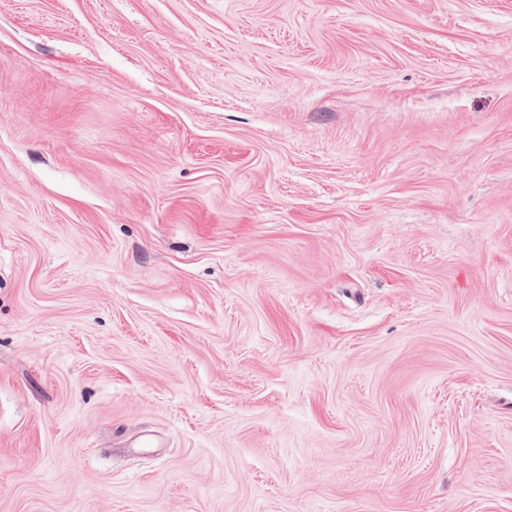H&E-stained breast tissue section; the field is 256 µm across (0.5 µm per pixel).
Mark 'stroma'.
<instances>
[{"mask_svg":"<svg viewBox=\"0 0 512 512\" xmlns=\"http://www.w3.org/2000/svg\"><path fill=\"white\" fill-rule=\"evenodd\" d=\"M0 512H512V0H0Z\"/></svg>","mask_w":512,"mask_h":512,"instance_id":"stroma-1","label":"stroma"}]
</instances>
